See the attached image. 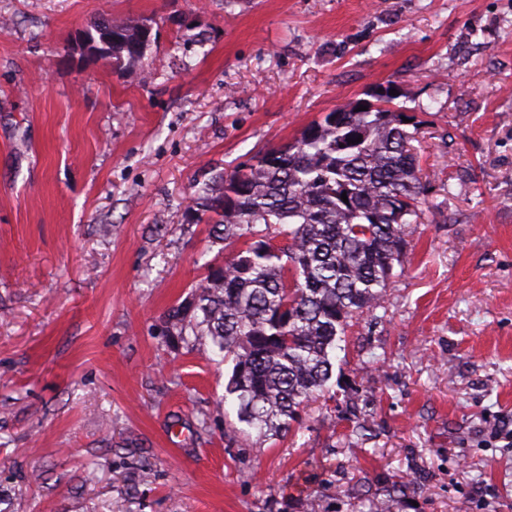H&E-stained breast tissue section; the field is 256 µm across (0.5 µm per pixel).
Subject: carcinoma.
I'll return each mask as SVG.
<instances>
[{
	"mask_svg": "<svg viewBox=\"0 0 512 512\" xmlns=\"http://www.w3.org/2000/svg\"><path fill=\"white\" fill-rule=\"evenodd\" d=\"M84 38L94 55L131 67L152 26L103 21ZM393 100L385 90L328 112L293 142L196 190L190 217L239 248L208 267L192 299L168 311L166 328L210 338L232 362L224 402L261 435L289 431L306 403L328 392L336 341L353 318L382 306L394 268L404 265L422 213L412 145L420 122ZM272 228L283 244H272ZM409 490L404 480L361 502L368 512H394Z\"/></svg>",
	"mask_w": 512,
	"mask_h": 512,
	"instance_id": "obj_1",
	"label": "carcinoma"
}]
</instances>
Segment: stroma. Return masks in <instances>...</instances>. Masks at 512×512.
I'll use <instances>...</instances> for the list:
<instances>
[{
  "instance_id": "1",
  "label": "stroma",
  "mask_w": 512,
  "mask_h": 512,
  "mask_svg": "<svg viewBox=\"0 0 512 512\" xmlns=\"http://www.w3.org/2000/svg\"><path fill=\"white\" fill-rule=\"evenodd\" d=\"M1 19L0 512H358L359 486L412 471L399 512H512V0H0ZM102 19L152 21L134 66L81 51ZM387 88L421 122L405 267L329 396L286 438L228 440L231 363L164 324L229 255L195 185Z\"/></svg>"
}]
</instances>
